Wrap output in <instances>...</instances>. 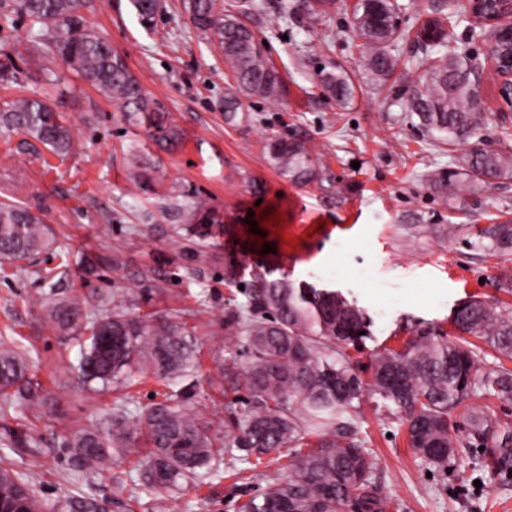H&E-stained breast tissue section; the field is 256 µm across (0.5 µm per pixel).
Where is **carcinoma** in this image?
Here are the masks:
<instances>
[{"mask_svg": "<svg viewBox=\"0 0 512 512\" xmlns=\"http://www.w3.org/2000/svg\"><path fill=\"white\" fill-rule=\"evenodd\" d=\"M140 24L154 25L161 6L152 0H129ZM87 0H18L29 20L27 50L65 61L85 84L111 100L127 120L143 127L165 151L176 149L182 136L161 105L151 100L111 43L88 24ZM185 9L195 28L224 55L233 80L224 97V120L237 123L243 111L240 96L274 99L283 81L265 57L247 18L261 12L257 0H243L235 12L218 0H186ZM398 0H356L353 30L362 40L367 73L385 82L399 58L395 51L403 38ZM429 18L416 32L423 55L413 60L422 76L408 89L406 106L437 145L453 149L476 137L487 122V112L476 90L479 63L460 46L448 52V30L461 17L456 0L425 6ZM476 35L489 42V52L504 61L512 44L494 40V30ZM325 93L345 104L353 94L350 76L342 68L319 72ZM0 131L21 134L63 158L76 152L71 117L42 97L21 96L0 107ZM269 165L298 183L323 184V169L305 144L277 136L263 146ZM463 178L474 192L493 182L512 180V157L485 148L466 151L448 170L429 176L432 190L446 197ZM186 224H219V215L202 198L189 207H173ZM481 245L499 255L512 254V214L505 211L478 230ZM54 250V238L42 215L19 202L0 201V260L29 259ZM275 269L256 266L245 285L248 302L229 309L224 329L244 337L249 361L239 362L230 350L217 365L224 392L234 397L224 406V435L213 432L210 419L188 407L194 395L186 383L196 368L198 340L195 327L180 314H135L117 303L112 312L92 317L83 313L81 296L72 289L68 298L42 303L45 325L77 338L78 378L95 390L128 389L150 375L172 390L163 399L129 411L113 408L112 416L72 432L65 446L81 472L103 473L117 457L143 445L137 460L139 479L128 496L146 494L159 501L186 484L203 482L219 470L224 457L241 453L250 464L246 482L263 478L260 466L288 458V477L269 482L243 501L238 512H340L352 502L359 512H387L389 501L378 493L374 462L359 439L365 387L386 406L405 415L410 447L424 461L445 468L463 442H492L500 448L499 465L512 463V433L501 432L484 411H472L464 439L451 432L448 416L481 392L488 399L512 401V372L487 370L480 348L438 340L419 325L413 338L399 349L374 354L371 381L364 383L348 353L371 337V320L356 305L331 290H318L274 276ZM457 330L512 358V308L480 298L460 304L454 312ZM112 331L114 343L103 345V333ZM40 384L29 377V365L18 350L0 347V411L21 406L36 411L42 403ZM27 488L15 470L0 466V501H17Z\"/></svg>", "mask_w": 512, "mask_h": 512, "instance_id": "cac0c4a2", "label": "carcinoma"}]
</instances>
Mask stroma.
Masks as SVG:
<instances>
[{"label": "stroma", "mask_w": 512, "mask_h": 512, "mask_svg": "<svg viewBox=\"0 0 512 512\" xmlns=\"http://www.w3.org/2000/svg\"><path fill=\"white\" fill-rule=\"evenodd\" d=\"M304 0H261L252 27L264 54L283 79L280 100L243 101L246 120L224 121L228 70L183 7L164 0L154 29L143 28L129 0H90L85 17L125 59L144 91L158 101L183 131L181 147L160 150L142 128L129 123L111 101L82 83L58 60H20L17 39L29 21L18 10L0 17V58H16L15 79L0 81V103L42 96L71 118L79 153L53 159L44 168L40 144L0 139V199L23 202L40 213L56 236L59 253L18 265L0 264V342L23 351L48 398L37 413H0V455L23 473L34 495L56 512H79L78 500L97 499L106 512H157L150 497L134 501L120 488L138 472V449L115 459L105 478L76 472L65 448L68 433L110 413L115 397L93 393L73 367L79 344L72 336L48 333L30 297L61 298L79 289L86 313H108L113 302L131 301L137 312L182 309L200 345L193 411L224 428V391L214 385L215 363L235 337L224 330L229 308L245 304L239 284L227 283L224 264L236 257L248 268L264 264L291 279L341 293L372 321L371 339L353 352L363 379L371 377L376 349L401 347L414 324L442 337L458 335L452 316L472 297L512 304L500 291L512 279V254L483 250L468 226L474 219L512 212V181L473 193L458 188L449 198L430 190L428 178L452 168L454 155L435 146L418 118L407 112L403 93L415 72L405 60L418 53L411 34L423 0H400L405 38L391 77L373 81L363 69L362 47L351 32L355 0H335L329 16L313 20ZM296 11L284 15V4ZM352 71L357 90L346 105L325 95L319 67ZM305 143L331 183L299 185L283 178L263 156L265 137ZM159 164L177 183L182 203L208 197L223 221L205 235L188 230L169 209L164 188L149 191L129 179L128 154ZM264 185L254 194L252 181ZM283 211L298 247L282 246L272 235L251 233ZM315 236H308L310 227ZM271 253H263L264 244ZM97 255L93 272H83L80 252ZM70 264L55 278L40 271ZM358 428L376 463V481L390 500L388 512H512V469L501 471L492 449L462 447L455 461L438 468L418 459L407 443L401 416L376 396L364 397ZM229 470L210 478L200 491L169 497L166 512H236L248 492Z\"/></svg>", "instance_id": "1"}]
</instances>
